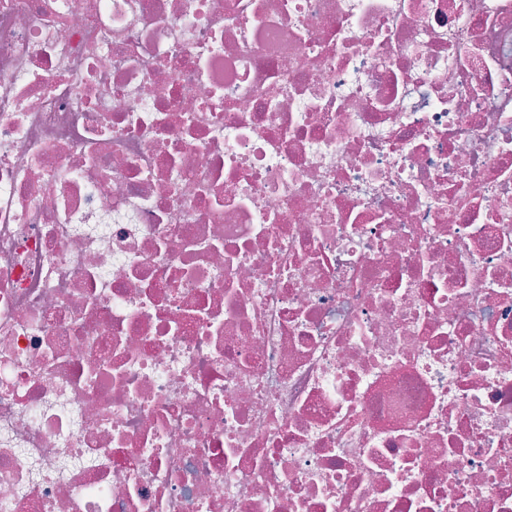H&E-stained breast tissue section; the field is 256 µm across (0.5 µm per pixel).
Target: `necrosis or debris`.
Masks as SVG:
<instances>
[{
    "label": "necrosis or debris",
    "mask_w": 512,
    "mask_h": 512,
    "mask_svg": "<svg viewBox=\"0 0 512 512\" xmlns=\"http://www.w3.org/2000/svg\"><path fill=\"white\" fill-rule=\"evenodd\" d=\"M0 512H512V0H0Z\"/></svg>",
    "instance_id": "necrosis-or-debris-1"
}]
</instances>
